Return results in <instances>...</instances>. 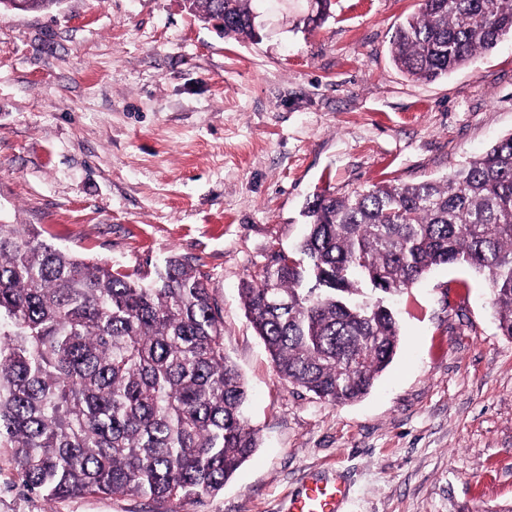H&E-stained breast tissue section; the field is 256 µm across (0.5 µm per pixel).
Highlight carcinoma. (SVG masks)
Instances as JSON below:
<instances>
[{
  "label": "carcinoma",
  "mask_w": 512,
  "mask_h": 512,
  "mask_svg": "<svg viewBox=\"0 0 512 512\" xmlns=\"http://www.w3.org/2000/svg\"><path fill=\"white\" fill-rule=\"evenodd\" d=\"M62 0H0L45 11ZM224 37L256 39L259 0H186ZM512 32V0H421L391 40L396 67L435 81ZM305 259L275 251L239 289L278 374L316 397L365 396L400 341L393 295L435 266L487 274L512 338V135L443 179L386 184L304 210ZM247 391L224 353L206 278L172 255L148 280L63 250L32 224H0V448L47 500L218 493L257 448Z\"/></svg>",
  "instance_id": "cac0c4a2"
}]
</instances>
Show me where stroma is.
<instances>
[{
    "label": "stroma",
    "mask_w": 512,
    "mask_h": 512,
    "mask_svg": "<svg viewBox=\"0 0 512 512\" xmlns=\"http://www.w3.org/2000/svg\"><path fill=\"white\" fill-rule=\"evenodd\" d=\"M419 0H331L314 29L237 42L184 0H62L0 14V224L154 273L184 255L207 276L242 373L255 453L219 493L159 502L28 492L0 448V512H285L312 474L344 512L512 507V339L483 275L433 269L391 306L401 344L361 401L281 379L239 288L306 232L303 210L382 182L440 179L512 134V34L433 82L394 65Z\"/></svg>",
    "instance_id": "stroma-1"
}]
</instances>
